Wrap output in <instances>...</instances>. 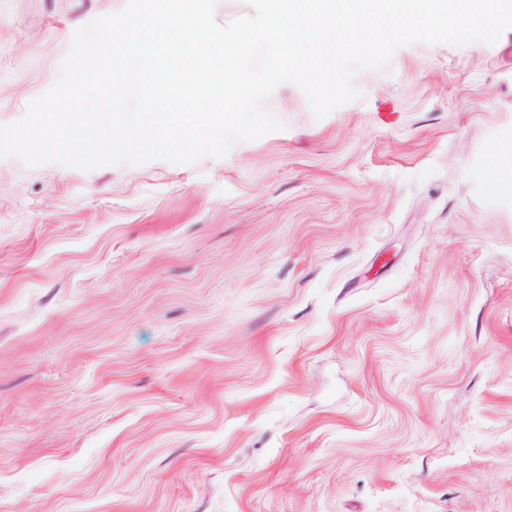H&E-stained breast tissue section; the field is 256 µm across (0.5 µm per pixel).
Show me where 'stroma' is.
I'll return each mask as SVG.
<instances>
[{
	"mask_svg": "<svg viewBox=\"0 0 512 512\" xmlns=\"http://www.w3.org/2000/svg\"><path fill=\"white\" fill-rule=\"evenodd\" d=\"M127 0H0V125ZM192 165L0 158V512H512V29Z\"/></svg>",
	"mask_w": 512,
	"mask_h": 512,
	"instance_id": "35a3bbf8",
	"label": "stroma"
}]
</instances>
